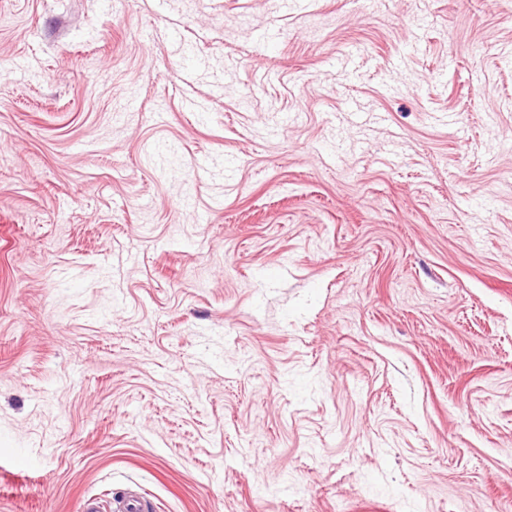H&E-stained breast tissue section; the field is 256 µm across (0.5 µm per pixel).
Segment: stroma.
<instances>
[{
  "mask_svg": "<svg viewBox=\"0 0 512 512\" xmlns=\"http://www.w3.org/2000/svg\"><path fill=\"white\" fill-rule=\"evenodd\" d=\"M512 512V0H0V512Z\"/></svg>",
  "mask_w": 512,
  "mask_h": 512,
  "instance_id": "stroma-1",
  "label": "stroma"
}]
</instances>
